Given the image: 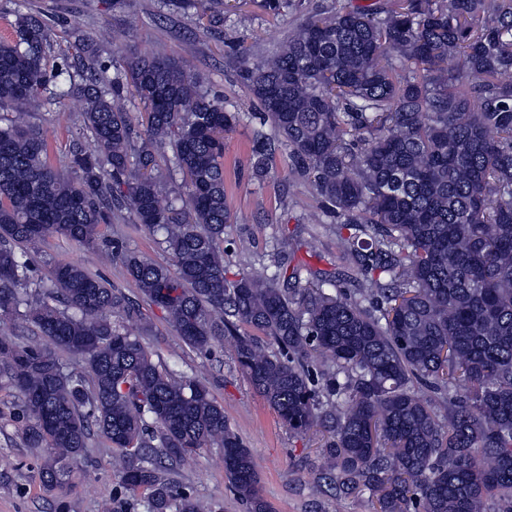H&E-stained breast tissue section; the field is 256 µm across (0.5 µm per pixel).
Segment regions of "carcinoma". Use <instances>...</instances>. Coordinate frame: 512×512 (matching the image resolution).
<instances>
[{
  "mask_svg": "<svg viewBox=\"0 0 512 512\" xmlns=\"http://www.w3.org/2000/svg\"><path fill=\"white\" fill-rule=\"evenodd\" d=\"M169 2L229 12V0ZM261 7L279 17L302 2ZM48 52L32 15L0 40V318L34 332L0 336V379L47 490H65L95 429L147 512H207L166 474L207 448L250 512H270L224 406L129 331L143 324L138 304L70 263L31 289L28 255L60 236L121 263L187 347L207 354L232 337L235 363L288 431L330 434L324 479L337 493H368L376 512H512V0H332L274 53L238 49L260 106L253 166L268 172L284 144L321 199L316 223L352 229L341 254L365 281L349 298L322 274L226 278L224 134L237 116L174 58L127 65L139 125L122 70L79 82L57 72V99L79 105L91 147L73 149L66 173L51 165L26 121L42 108ZM116 209L161 236L171 265L100 248ZM311 355L327 369L320 388Z\"/></svg>",
  "mask_w": 512,
  "mask_h": 512,
  "instance_id": "1",
  "label": "carcinoma"
}]
</instances>
